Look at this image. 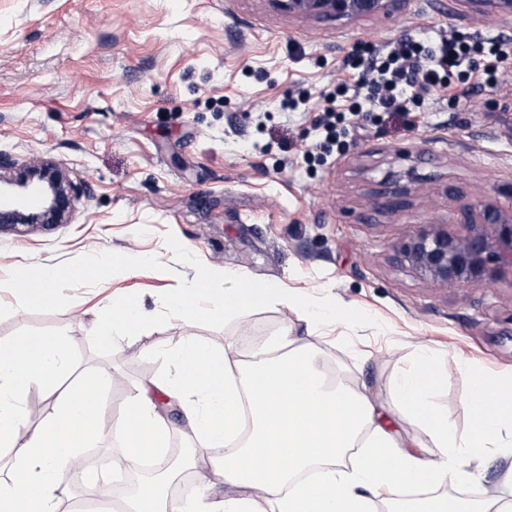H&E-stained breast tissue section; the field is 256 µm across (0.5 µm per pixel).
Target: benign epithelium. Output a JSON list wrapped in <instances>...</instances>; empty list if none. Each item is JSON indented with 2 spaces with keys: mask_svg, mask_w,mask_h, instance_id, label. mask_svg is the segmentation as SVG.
<instances>
[{
  "mask_svg": "<svg viewBox=\"0 0 512 512\" xmlns=\"http://www.w3.org/2000/svg\"><path fill=\"white\" fill-rule=\"evenodd\" d=\"M280 13L301 19H357L384 13L393 0H267ZM475 14L512 16V0H462ZM26 190L37 188L41 206L32 211L0 208V232L20 226L35 227L67 221L81 188L54 160L20 167L0 155V184ZM409 190L390 179L374 192L381 208L397 215L406 205ZM453 223L461 233L448 232L446 224H427L406 233L395 247V260L421 279L448 286L486 282L505 263L512 264V200L506 204L483 195L462 206Z\"/></svg>",
  "mask_w": 512,
  "mask_h": 512,
  "instance_id": "obj_1",
  "label": "benign epithelium"
}]
</instances>
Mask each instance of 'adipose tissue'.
<instances>
[{"label":"adipose tissue","instance_id":"1","mask_svg":"<svg viewBox=\"0 0 512 512\" xmlns=\"http://www.w3.org/2000/svg\"><path fill=\"white\" fill-rule=\"evenodd\" d=\"M106 269L103 263L58 269L38 281L16 273L10 285L21 302L47 303L60 283L99 278ZM172 356L179 375L167 389L183 402L207 450L188 462L198 469L199 484L176 502L160 490L133 495L127 512H512V496L468 500L446 492L460 459L474 462L491 449L512 447L511 383L467 373L470 428L458 431L432 401L442 378L433 352L418 346L394 389L400 419L430 438L414 455L386 426L382 410L318 369L310 344L291 331L246 361L234 347L219 353L191 339ZM65 359L57 336L0 344V446L13 451L10 473L0 478V512H59L64 489L58 476L88 444L133 441L130 467L161 446L165 429L146 391L133 394L114 419L96 376L57 397L47 422L28 429L24 395L34 385L53 391ZM23 431L27 441L16 446ZM213 472L237 494L214 499Z\"/></svg>","mask_w":512,"mask_h":512}]
</instances>
